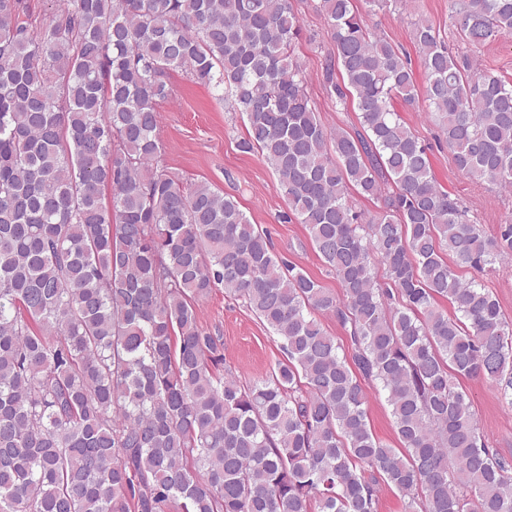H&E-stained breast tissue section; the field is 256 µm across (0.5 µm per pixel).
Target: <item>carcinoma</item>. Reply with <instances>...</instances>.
<instances>
[{"instance_id":"cac0c4a2","label":"carcinoma","mask_w":512,"mask_h":512,"mask_svg":"<svg viewBox=\"0 0 512 512\" xmlns=\"http://www.w3.org/2000/svg\"><path fill=\"white\" fill-rule=\"evenodd\" d=\"M318 9L352 133L310 103L292 0H63L39 26L0 0V512H377L381 483L411 512H512V470L453 381L512 405V324L455 271L512 258V223L485 237L437 182L398 113L419 99L407 53L354 0ZM455 22L474 47L512 36V0H461ZM413 38L456 168L512 189V83L430 24ZM177 69L245 115L239 147L271 166L340 293L277 257L237 199L161 163ZM219 290L272 331L268 377L242 384L200 328L195 302ZM367 382L401 447L373 435Z\"/></svg>"}]
</instances>
